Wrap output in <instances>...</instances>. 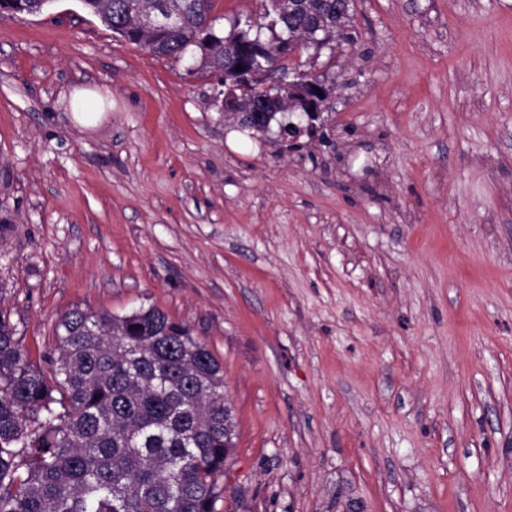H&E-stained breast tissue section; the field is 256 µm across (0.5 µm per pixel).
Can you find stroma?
I'll return each mask as SVG.
<instances>
[{
  "mask_svg": "<svg viewBox=\"0 0 512 512\" xmlns=\"http://www.w3.org/2000/svg\"><path fill=\"white\" fill-rule=\"evenodd\" d=\"M291 151L195 51L0 14V314L155 306L224 367L218 512H512V0H356ZM112 96L70 118L77 88Z\"/></svg>",
  "mask_w": 512,
  "mask_h": 512,
  "instance_id": "obj_1",
  "label": "stroma"
}]
</instances>
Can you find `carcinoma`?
Masks as SVG:
<instances>
[{"label": "carcinoma", "instance_id": "carcinoma-1", "mask_svg": "<svg viewBox=\"0 0 512 512\" xmlns=\"http://www.w3.org/2000/svg\"><path fill=\"white\" fill-rule=\"evenodd\" d=\"M140 0H80L112 33L126 30ZM171 18L146 50L180 58L201 51L198 68L234 85L239 66L259 61L282 75L270 89L235 88L221 109L257 112L273 96L307 112L302 87L320 82L284 63L287 37L309 22L336 25L340 0H307L290 13L262 0L256 29L216 27L215 0H160ZM20 15L42 14L39 0H0ZM270 37H263V32ZM0 316V512H215L224 472V370L191 328L155 307L122 316L79 306L55 327L51 375L35 366Z\"/></svg>", "mask_w": 512, "mask_h": 512}]
</instances>
